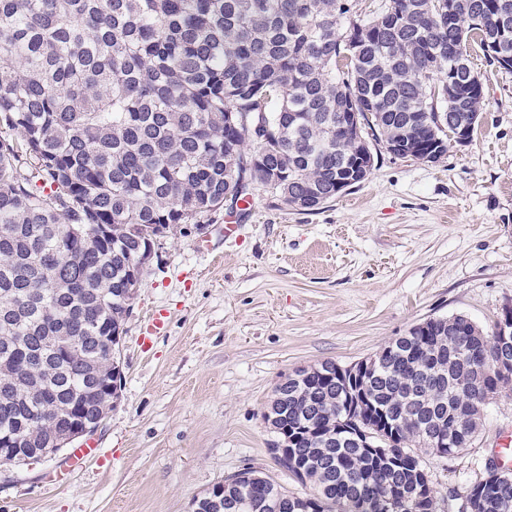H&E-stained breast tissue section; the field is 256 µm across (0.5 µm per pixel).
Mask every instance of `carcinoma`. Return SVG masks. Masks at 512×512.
<instances>
[{"mask_svg": "<svg viewBox=\"0 0 512 512\" xmlns=\"http://www.w3.org/2000/svg\"><path fill=\"white\" fill-rule=\"evenodd\" d=\"M469 44L512 72V0H0V129L20 132L0 135V462L56 455L64 407L107 406L93 382L117 383L111 337L161 225L258 186L316 211L371 174L375 143L443 157L485 106ZM501 331L440 316L381 347L365 385L332 384L328 360L284 377L269 451L308 491L246 467L192 512H441L415 435L437 421L448 442L426 451L468 447L512 389ZM353 404L392 446L343 436ZM466 500L512 512V470L490 462Z\"/></svg>", "mask_w": 512, "mask_h": 512, "instance_id": "cac0c4a2", "label": "carcinoma"}]
</instances>
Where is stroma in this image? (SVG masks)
Listing matches in <instances>:
<instances>
[{"mask_svg": "<svg viewBox=\"0 0 512 512\" xmlns=\"http://www.w3.org/2000/svg\"><path fill=\"white\" fill-rule=\"evenodd\" d=\"M471 61L482 117L437 162L379 144L368 179L320 210L258 190L250 209L162 238L127 320L120 398L92 437L99 459L75 467L65 449L0 466V512H192L249 466L289 484L264 420L284 375L363 361L432 317L463 314L492 332L512 303V73L477 50ZM505 431L512 392L488 407L470 448L423 455L436 497L463 500ZM62 470L67 481L53 483Z\"/></svg>", "mask_w": 512, "mask_h": 512, "instance_id": "35a3bbf8", "label": "stroma"}]
</instances>
